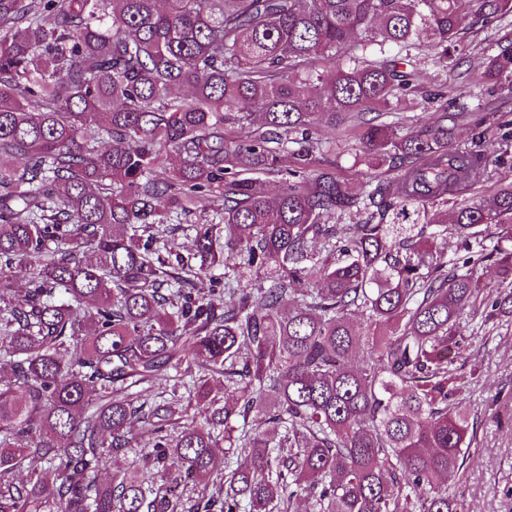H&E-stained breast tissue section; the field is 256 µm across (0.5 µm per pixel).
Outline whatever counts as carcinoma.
Masks as SVG:
<instances>
[{
    "mask_svg": "<svg viewBox=\"0 0 512 512\" xmlns=\"http://www.w3.org/2000/svg\"><path fill=\"white\" fill-rule=\"evenodd\" d=\"M511 14L512 0H0V512H468L460 317L512 316V248L488 295L472 274L485 257L461 273L403 252L450 223L512 242V182L473 201L501 155L454 143L446 106L406 131L382 118L438 98L411 50L444 69L466 30ZM483 68L512 93V45ZM317 125L359 131L364 190L317 165ZM217 202L224 227L196 225L198 252L265 280L205 302V273L157 266L150 246ZM194 375L197 394L216 376L233 393L203 421L183 406ZM138 428L151 451L129 472Z\"/></svg>",
    "mask_w": 512,
    "mask_h": 512,
    "instance_id": "obj_1",
    "label": "carcinoma"
}]
</instances>
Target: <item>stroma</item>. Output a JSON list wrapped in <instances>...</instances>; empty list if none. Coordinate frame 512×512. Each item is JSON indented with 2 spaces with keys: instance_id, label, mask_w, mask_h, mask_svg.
Instances as JSON below:
<instances>
[{
  "instance_id": "1",
  "label": "stroma",
  "mask_w": 512,
  "mask_h": 512,
  "mask_svg": "<svg viewBox=\"0 0 512 512\" xmlns=\"http://www.w3.org/2000/svg\"><path fill=\"white\" fill-rule=\"evenodd\" d=\"M510 42L511 17L493 26L468 30L464 54L450 59L447 69L424 62L418 66L424 89L444 91L449 111L462 113L455 131L459 145L470 146L482 124L492 127L491 135L505 162L490 165L476 185L474 195L478 198L486 197L494 183L512 181V97L484 79L482 65L485 55ZM316 139V155L321 163L335 165L354 190H361L369 169L358 140L327 127L318 128ZM205 220V214L199 211L179 216L174 229L154 243V257L169 270L198 269L203 259L193 244L194 227ZM503 245L498 229L492 227L476 239L448 232L439 250L442 260L452 267L468 253L485 255L486 261L478 267L477 274L483 283L493 286L497 283L493 259ZM462 324L464 347L481 375L476 383L465 378L460 381L477 420L462 488L471 512H512V413L503 411L501 403L503 397L512 395V322H488L483 314L467 313Z\"/></svg>"
}]
</instances>
